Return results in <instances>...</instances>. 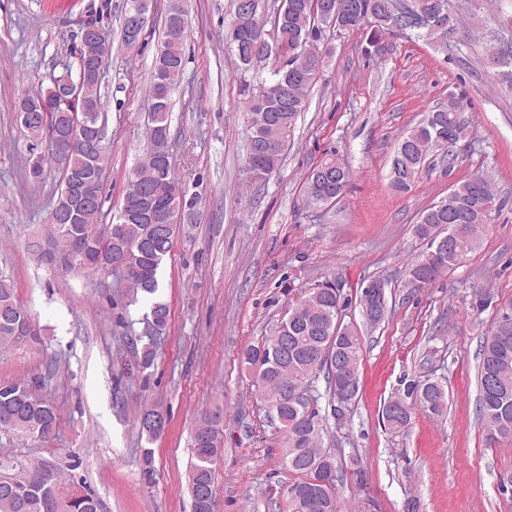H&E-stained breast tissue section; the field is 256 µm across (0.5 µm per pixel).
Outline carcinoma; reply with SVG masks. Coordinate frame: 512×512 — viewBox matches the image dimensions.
Listing matches in <instances>:
<instances>
[{
    "label": "carcinoma",
    "instance_id": "1",
    "mask_svg": "<svg viewBox=\"0 0 512 512\" xmlns=\"http://www.w3.org/2000/svg\"><path fill=\"white\" fill-rule=\"evenodd\" d=\"M423 27L407 32L422 37L435 49L448 50V38L455 35L463 21L449 11L448 0H409ZM393 0H281L273 7L265 0L246 4L231 0L227 40L237 68L243 72L273 58L270 79L260 80L259 91L246 102V120L250 135L247 143L250 183L267 180L279 167L283 148L294 132L296 120L305 111L308 96L329 63L331 49L321 48L326 29L370 31L368 44L381 41L397 30ZM188 30L186 0H170L163 28L161 48L155 58L147 90L148 115L144 129L145 148L137 170L129 174L122 204L112 217V226L120 230L108 236L99 223L102 212V186L92 191L91 204L75 211L68 197L72 179L84 177L90 167H107L109 157L105 132L89 131L97 136L92 157L79 150L71 155L67 171L55 192L44 232L31 243L38 259L61 271H81L93 266L99 271L112 268L124 278L129 302L140 298L150 301L146 318L152 337L169 330L170 306L157 298L159 271L171 253L178 224L192 215L194 202L186 201L184 189L176 178L169 145L171 141L172 95L181 79L186 59L184 43ZM71 61L64 64L59 79L78 80L77 66L84 64L88 48L72 42ZM490 60L512 70V55L506 43L491 42ZM76 116L84 112L100 113V85L84 89L77 103ZM464 104L453 97L446 106L428 112L416 125L407 128L397 141L390 161L389 178L393 188L406 191L426 166L430 155L441 151L448 168L456 160L454 145L463 137L466 123L459 120ZM55 113H36L24 132L34 141L52 136ZM338 157L324 156L308 173L305 201L318 208L338 199L349 181L350 171L336 164ZM495 205L492 180L476 174L458 181L448 197L423 211L415 234L428 239L440 227L451 234L457 256L449 254L429 259V253L417 256L408 269L409 281L434 282L453 269L479 247ZM50 242L54 253L43 250ZM73 253L72 262L63 267L57 256ZM349 300L340 289L312 288L291 304L287 317L278 323L272 336L259 346L244 352L245 362L255 374V383L269 412L284 434L281 461L290 479V493L284 495L286 512H340L337 483L343 464L336 454L322 448L329 417L340 419L336 399L359 397V366L363 360L364 336L349 321L346 332L332 334L336 309L346 310ZM39 341L32 317L20 302L11 281L0 278V349ZM340 358L354 375L353 391L325 364L328 358ZM478 406L488 439L512 438V324L503 331L495 318L483 338L478 356ZM326 383L332 415L320 414L322 394L319 379ZM414 404L423 412L443 417L448 411L446 388L422 392L413 388ZM413 407L400 397L384 407L385 425L393 434L408 429ZM162 408L146 405L138 417L141 435L153 441L161 435L146 421ZM55 406L45 399L38 386L28 380L0 381V432L46 440L56 431ZM224 444L218 421L203 417L192 432V460L187 470V489L192 512H213L215 470ZM77 481L59 480L55 466L41 460L28 465L0 464V512H103L102 500L92 491L76 497Z\"/></svg>",
    "mask_w": 512,
    "mask_h": 512
}]
</instances>
